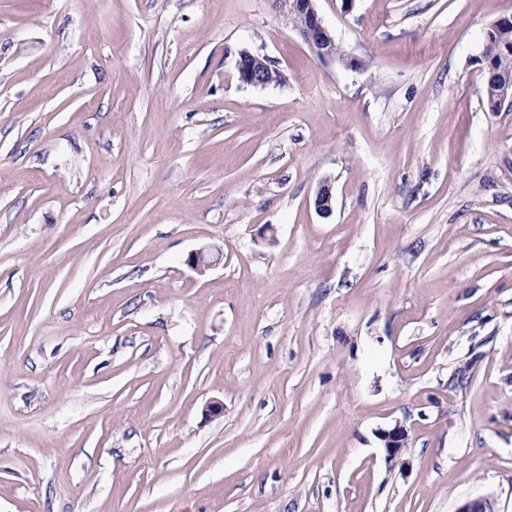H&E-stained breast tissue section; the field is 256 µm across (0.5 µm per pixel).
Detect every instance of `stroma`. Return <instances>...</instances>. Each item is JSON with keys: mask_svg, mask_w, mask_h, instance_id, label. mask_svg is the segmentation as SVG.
I'll return each mask as SVG.
<instances>
[{"mask_svg": "<svg viewBox=\"0 0 512 512\" xmlns=\"http://www.w3.org/2000/svg\"><path fill=\"white\" fill-rule=\"evenodd\" d=\"M316 7L0 0V512H512V0ZM315 0H279L278 3L288 18H295L301 23L294 27L303 41L314 49L320 56L337 58L342 63L347 59V54L336 44L330 30L324 25L319 15ZM484 61H482L484 68L487 72V82L492 83L498 79H504L503 74H512V52L509 54H496L493 55L491 47L485 49L484 47ZM238 79L242 84L253 87H266L283 84V73L265 56L243 52L236 63ZM386 452L387 460L392 466H395L401 461V456L408 444V431L407 428L401 424L396 423L391 429L384 430L380 435Z\"/></svg>", "mask_w": 512, "mask_h": 512, "instance_id": "stroma-1", "label": "stroma"}]
</instances>
